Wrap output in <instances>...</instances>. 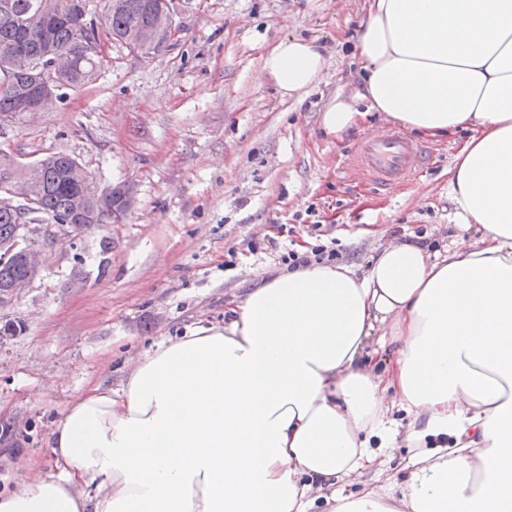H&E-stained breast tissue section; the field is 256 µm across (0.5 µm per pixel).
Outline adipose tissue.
Instances as JSON below:
<instances>
[{
  "label": "adipose tissue",
  "mask_w": 512,
  "mask_h": 512,
  "mask_svg": "<svg viewBox=\"0 0 512 512\" xmlns=\"http://www.w3.org/2000/svg\"><path fill=\"white\" fill-rule=\"evenodd\" d=\"M356 49L362 86L323 131L372 112L437 141L466 131L448 199L479 238L280 270L223 325L71 402L50 438L60 475L18 471L0 512H512V0H369ZM328 65L286 37L257 79L299 102ZM402 438L419 453L399 491L342 490Z\"/></svg>",
  "instance_id": "obj_1"
}]
</instances>
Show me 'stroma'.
<instances>
[{"label": "stroma", "instance_id": "stroma-1", "mask_svg": "<svg viewBox=\"0 0 512 512\" xmlns=\"http://www.w3.org/2000/svg\"><path fill=\"white\" fill-rule=\"evenodd\" d=\"M170 11L177 32L158 51L110 43L92 82L0 125L15 160L67 154L99 188L133 193L120 223L44 251L38 276L0 306V326L17 328L0 339L1 493L28 465L58 475L50 434L69 403L96 383L119 388L127 355L223 322L225 303L249 286L244 271L260 278L319 247L363 270L382 240L419 237L443 253L479 235L452 217L454 139L422 138L428 167L381 189L364 181L355 151L369 128L334 138L320 127L328 102L360 82L354 45L367 0H170ZM288 36L330 56L300 104L256 79ZM413 454L382 455L364 481L402 484Z\"/></svg>", "mask_w": 512, "mask_h": 512}]
</instances>
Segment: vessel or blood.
Returning <instances> with one entry per match:
<instances>
[{
  "instance_id": "b4317fda",
  "label": "vessel or blood",
  "mask_w": 512,
  "mask_h": 512,
  "mask_svg": "<svg viewBox=\"0 0 512 512\" xmlns=\"http://www.w3.org/2000/svg\"><path fill=\"white\" fill-rule=\"evenodd\" d=\"M357 149L364 157L370 182L385 188L414 178L427 158L421 145L396 130L361 142Z\"/></svg>"
}]
</instances>
